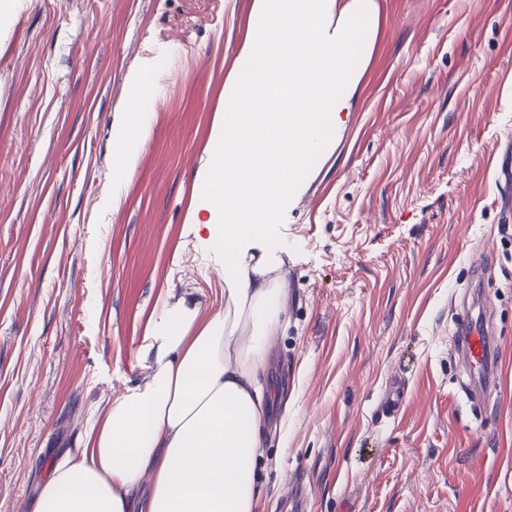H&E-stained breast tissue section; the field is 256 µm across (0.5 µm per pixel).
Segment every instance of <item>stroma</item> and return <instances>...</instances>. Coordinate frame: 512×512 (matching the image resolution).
Instances as JSON below:
<instances>
[{
	"mask_svg": "<svg viewBox=\"0 0 512 512\" xmlns=\"http://www.w3.org/2000/svg\"><path fill=\"white\" fill-rule=\"evenodd\" d=\"M251 2L15 0L0 23V512L145 383L165 301L220 288L188 216ZM377 2L341 140L270 227L290 305L257 512L295 476L308 512H512V0ZM133 70L151 132L121 175ZM484 305L497 386L472 403L453 320Z\"/></svg>",
	"mask_w": 512,
	"mask_h": 512,
	"instance_id": "1",
	"label": "stroma"
}]
</instances>
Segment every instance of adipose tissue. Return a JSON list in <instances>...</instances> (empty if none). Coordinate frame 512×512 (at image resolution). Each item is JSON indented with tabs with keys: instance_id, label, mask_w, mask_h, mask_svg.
<instances>
[{
	"instance_id": "adipose-tissue-1",
	"label": "adipose tissue",
	"mask_w": 512,
	"mask_h": 512,
	"mask_svg": "<svg viewBox=\"0 0 512 512\" xmlns=\"http://www.w3.org/2000/svg\"><path fill=\"white\" fill-rule=\"evenodd\" d=\"M378 24L376 0H253L197 204L224 257V307L177 298L146 351L150 380L108 402L76 454L50 461L31 512H256L260 379L289 304L269 226L310 160L335 150Z\"/></svg>"
}]
</instances>
